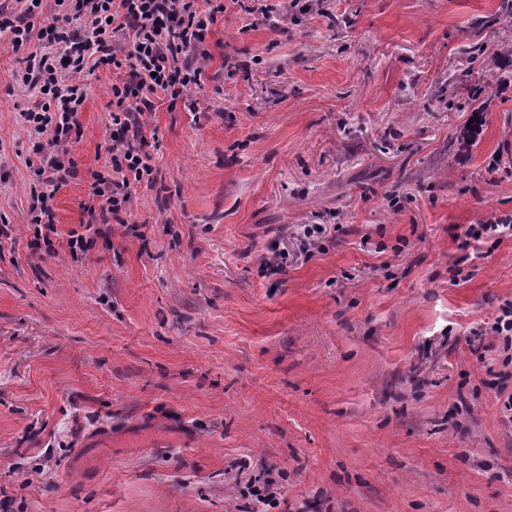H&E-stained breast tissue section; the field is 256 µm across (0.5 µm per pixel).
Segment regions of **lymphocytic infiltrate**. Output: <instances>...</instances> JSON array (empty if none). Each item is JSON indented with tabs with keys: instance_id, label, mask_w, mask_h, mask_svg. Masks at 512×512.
Returning a JSON list of instances; mask_svg holds the SVG:
<instances>
[{
	"instance_id": "1",
	"label": "lymphocytic infiltrate",
	"mask_w": 512,
	"mask_h": 512,
	"mask_svg": "<svg viewBox=\"0 0 512 512\" xmlns=\"http://www.w3.org/2000/svg\"><path fill=\"white\" fill-rule=\"evenodd\" d=\"M65 2L55 0L59 13L38 27L28 21L40 8L38 0H26L21 18L0 11L1 39L16 49L34 39L44 47L26 58L16 83L43 94L39 106L20 117L44 137L34 146L37 183L30 216L50 233L56 224L54 197L76 175L67 154L87 96L81 74L101 66L121 73L111 89L109 171L93 172L94 204L88 209L102 221H119L131 209L132 185L155 171L139 141L144 116L153 112L155 98L174 104L200 85L209 58L205 43L218 11L213 0H73L68 13Z\"/></svg>"
}]
</instances>
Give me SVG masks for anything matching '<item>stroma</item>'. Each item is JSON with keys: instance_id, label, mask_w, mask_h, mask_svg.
Segmentation results:
<instances>
[{"instance_id": "35a3bbf8", "label": "stroma", "mask_w": 512, "mask_h": 512, "mask_svg": "<svg viewBox=\"0 0 512 512\" xmlns=\"http://www.w3.org/2000/svg\"><path fill=\"white\" fill-rule=\"evenodd\" d=\"M500 2L228 8L201 86L146 117L124 224L88 223L95 69L49 251L15 84L39 46L0 41V512H512V235H464L512 221V29L466 52Z\"/></svg>"}]
</instances>
